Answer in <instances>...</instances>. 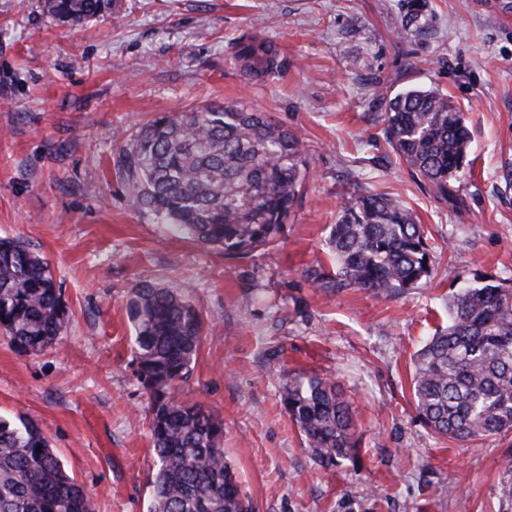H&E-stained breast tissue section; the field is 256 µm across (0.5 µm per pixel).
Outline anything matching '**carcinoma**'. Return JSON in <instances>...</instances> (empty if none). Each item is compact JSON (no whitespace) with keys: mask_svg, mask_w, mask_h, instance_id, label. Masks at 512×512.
<instances>
[{"mask_svg":"<svg viewBox=\"0 0 512 512\" xmlns=\"http://www.w3.org/2000/svg\"><path fill=\"white\" fill-rule=\"evenodd\" d=\"M114 0H47L49 13L80 22ZM235 64L250 80L281 72L278 49L255 34L238 38ZM386 139L410 171L454 198L470 143L464 114L436 88H409L386 108ZM119 161L141 204L167 224L227 256L273 243L308 172L300 138L239 102L165 113L126 139ZM329 246L336 277L309 270L312 284L363 288L390 298L431 274L422 225L397 200L357 192L341 205ZM134 362L150 395L155 458L148 512H254L224 458V422L179 398L204 341L200 312L178 291L139 282L128 294ZM68 311L48 261L18 238L0 239V330L20 354L61 338ZM412 391L423 422L457 441L512 431V291L492 283L448 301V326L414 360ZM282 404L324 468L356 449L349 405L330 377L298 373ZM0 512H93L91 501L30 417L0 416Z\"/></svg>","mask_w":512,"mask_h":512,"instance_id":"obj_1","label":"carcinoma"}]
</instances>
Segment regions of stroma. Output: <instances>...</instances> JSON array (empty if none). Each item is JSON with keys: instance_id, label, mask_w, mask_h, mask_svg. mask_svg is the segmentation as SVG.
Returning <instances> with one entry per match:
<instances>
[{"instance_id": "obj_1", "label": "stroma", "mask_w": 512, "mask_h": 512, "mask_svg": "<svg viewBox=\"0 0 512 512\" xmlns=\"http://www.w3.org/2000/svg\"><path fill=\"white\" fill-rule=\"evenodd\" d=\"M115 0L59 21L0 0V237L50 264L70 321L52 348L0 337V415L37 420L94 512H147L149 395L132 363L130 289L186 292L206 340L181 390L224 423V456L256 512H512V432L459 442L419 420L412 357L459 289L512 290V0ZM251 32L286 63L255 82L231 41ZM434 87L471 144L455 201L407 170L386 102ZM236 101L294 132L309 174L274 243L246 258L174 232L117 166L115 135L163 112ZM388 194L422 224L432 274L388 299L317 288L345 196ZM333 377L359 456L322 468L281 402L289 374Z\"/></svg>"}]
</instances>
